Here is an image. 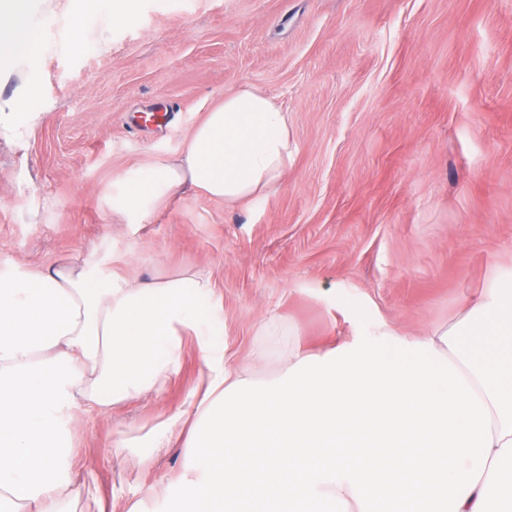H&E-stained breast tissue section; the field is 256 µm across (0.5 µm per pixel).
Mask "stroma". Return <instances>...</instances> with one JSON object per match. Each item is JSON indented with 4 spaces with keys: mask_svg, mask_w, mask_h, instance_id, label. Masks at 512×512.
<instances>
[{
    "mask_svg": "<svg viewBox=\"0 0 512 512\" xmlns=\"http://www.w3.org/2000/svg\"><path fill=\"white\" fill-rule=\"evenodd\" d=\"M15 67L41 80L28 147L0 135V273L108 261L144 282L209 273L231 367L267 381L294 345L418 336L512 273V0H139L98 48ZM288 113L291 155L263 200L182 189L130 231L113 180L180 152L243 86ZM207 374L186 344L158 395L80 412L74 489L119 512H171L184 441L149 434ZM157 486L147 497L143 483Z\"/></svg>",
    "mask_w": 512,
    "mask_h": 512,
    "instance_id": "1",
    "label": "stroma"
}]
</instances>
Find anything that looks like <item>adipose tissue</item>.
Instances as JSON below:
<instances>
[{"mask_svg": "<svg viewBox=\"0 0 512 512\" xmlns=\"http://www.w3.org/2000/svg\"><path fill=\"white\" fill-rule=\"evenodd\" d=\"M34 0H0V61L43 51ZM138 0H55L68 49L97 47ZM36 76L0 111L18 150L38 117ZM288 114L243 87L206 112L179 155L119 180L115 209L143 223L175 188L234 204L283 175ZM207 368L194 420L170 416L154 448L187 437L176 512H512V279L423 336L386 329L321 356L295 350L269 381L238 377L210 276L129 283L97 266L0 273V512H78L72 428L157 394L186 337Z\"/></svg>", "mask_w": 512, "mask_h": 512, "instance_id": "obj_1", "label": "adipose tissue"}]
</instances>
